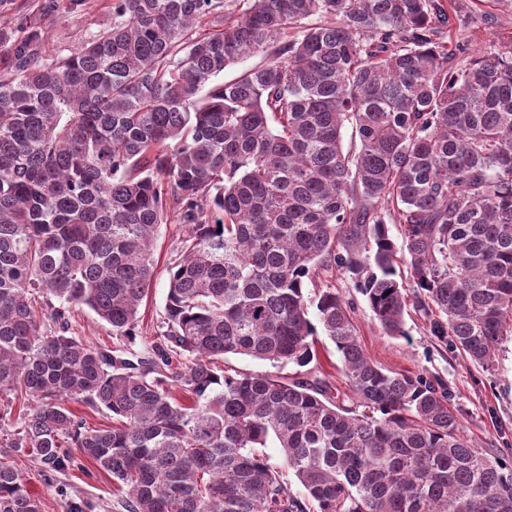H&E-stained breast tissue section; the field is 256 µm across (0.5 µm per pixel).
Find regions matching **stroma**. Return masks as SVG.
<instances>
[{
	"mask_svg": "<svg viewBox=\"0 0 512 512\" xmlns=\"http://www.w3.org/2000/svg\"><path fill=\"white\" fill-rule=\"evenodd\" d=\"M43 0H0V19L19 28L41 19L44 29L43 54L53 60L69 55L112 23V0H84L74 11L59 10L42 16ZM453 14L448 28L449 44L460 43L469 53L489 49L502 36L512 34V0H450ZM187 227L177 218L161 225L154 252V274L146 297L139 307L140 335L134 349L143 353L155 334L157 320L164 313L168 291V267L178 258ZM331 284L346 302L352 303L359 340L374 362L396 372H414L445 383L451 400L462 414L466 434L486 452L512 456V337H505L494 370L476 368L451 349L448 341L432 336L429 323L415 310L405 314V333L389 336L374 320L364 297L352 283L338 276ZM70 333L94 346L110 349L119 345L112 328L89 308L73 307L69 316ZM342 363L332 342L319 337L317 360L302 369L283 368V375L301 374L320 378L340 390L339 398L351 404L354 395L345 386ZM29 491L40 497L42 512H64L68 498L91 501L94 512H124L125 493L119 484L93 462L84 470L46 477L31 458L16 459Z\"/></svg>",
	"mask_w": 512,
	"mask_h": 512,
	"instance_id": "1",
	"label": "stroma"
}]
</instances>
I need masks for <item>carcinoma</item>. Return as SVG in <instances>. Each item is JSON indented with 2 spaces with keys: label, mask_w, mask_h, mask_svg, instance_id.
Returning <instances> with one entry per match:
<instances>
[{
  "label": "carcinoma",
  "mask_w": 512,
  "mask_h": 512,
  "mask_svg": "<svg viewBox=\"0 0 512 512\" xmlns=\"http://www.w3.org/2000/svg\"><path fill=\"white\" fill-rule=\"evenodd\" d=\"M247 2L112 0V26L52 62L40 27H0V424L26 404L0 427V512H41L21 454L96 463L127 512H512V460L463 433L448 389L374 363L333 286L306 294L334 270L402 336L411 288L433 335L493 369L512 335V36L463 60L443 0ZM208 15L222 28L192 37ZM172 214L187 239L147 355L68 335L85 305L134 343ZM321 334L350 406L321 379L220 365L304 368Z\"/></svg>",
  "instance_id": "obj_1"
}]
</instances>
